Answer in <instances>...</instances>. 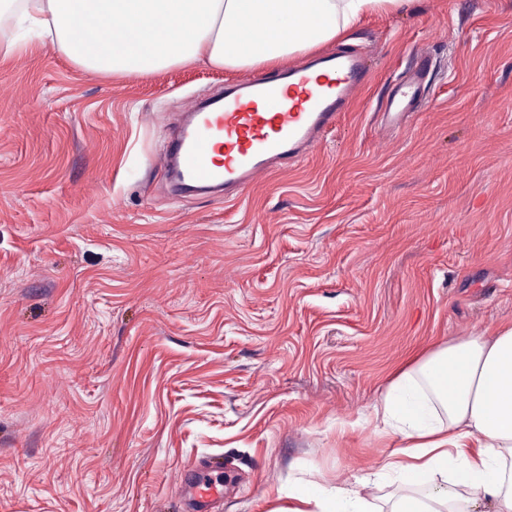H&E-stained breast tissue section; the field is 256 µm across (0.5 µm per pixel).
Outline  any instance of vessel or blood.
Listing matches in <instances>:
<instances>
[{
  "mask_svg": "<svg viewBox=\"0 0 512 512\" xmlns=\"http://www.w3.org/2000/svg\"><path fill=\"white\" fill-rule=\"evenodd\" d=\"M369 75L365 57L346 49L244 79L223 95L192 106L163 163L178 186L240 193L273 164L296 162L314 148ZM428 76V57L418 54L387 97L382 109L387 127L405 123Z\"/></svg>",
  "mask_w": 512,
  "mask_h": 512,
  "instance_id": "b4317fda",
  "label": "vessel or blood"
}]
</instances>
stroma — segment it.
Here are the masks:
<instances>
[{
	"label": "stroma",
	"instance_id": "35a3bbf8",
	"mask_svg": "<svg viewBox=\"0 0 512 512\" xmlns=\"http://www.w3.org/2000/svg\"><path fill=\"white\" fill-rule=\"evenodd\" d=\"M367 85L241 196L174 194L160 159L201 64L74 66L0 22V512H273L379 475L368 417L412 353L512 322V0H411L327 43ZM397 131L378 114L417 51ZM417 59L414 67L392 87L384 107L381 108L383 121L389 128L399 129L406 122L409 113L415 112L416 104L427 88L428 57L418 53Z\"/></svg>",
	"mask_w": 512,
	"mask_h": 512
}]
</instances>
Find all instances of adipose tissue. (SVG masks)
Listing matches in <instances>:
<instances>
[{"label":"adipose tissue","instance_id":"ef3b65f1","mask_svg":"<svg viewBox=\"0 0 512 512\" xmlns=\"http://www.w3.org/2000/svg\"><path fill=\"white\" fill-rule=\"evenodd\" d=\"M76 67L142 77L178 66L252 70L330 42L400 0H23ZM403 439L383 467L390 512H512V323L414 356L373 406ZM375 480L296 484L287 512H376Z\"/></svg>","mask_w":512,"mask_h":512}]
</instances>
